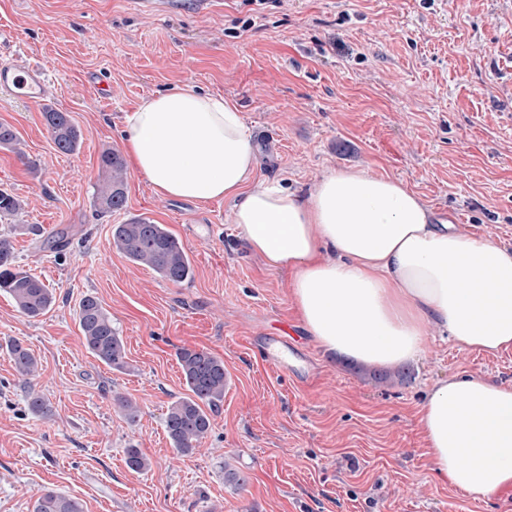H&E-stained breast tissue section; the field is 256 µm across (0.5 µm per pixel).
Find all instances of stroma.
<instances>
[{"label": "stroma", "instance_id": "obj_1", "mask_svg": "<svg viewBox=\"0 0 512 512\" xmlns=\"http://www.w3.org/2000/svg\"><path fill=\"white\" fill-rule=\"evenodd\" d=\"M0 55L45 65V102L0 99V219L17 262L56 302L32 319L0 293V512H32L37 492L85 512H512V489L472 498L442 480L418 410L431 385L463 373L512 382V350L487 355L428 336L403 379L307 335L287 272L248 252L224 201L163 199L128 170L123 210L100 216V154L123 150L125 116L143 98L192 86L239 107L257 176L307 192L326 169L403 180L442 218L512 247V0H0ZM69 113L82 138L57 151L43 112ZM165 225L192 266L173 284L112 246L113 225ZM67 230L61 249L49 243ZM95 296L126 351L116 370L86 348L76 311ZM32 349L24 380L4 348ZM221 358L229 377L212 430L182 455L164 429L184 396L180 349ZM50 406L27 407L29 392ZM140 407L137 422L116 404ZM138 448L150 468L126 465ZM233 469L243 484L226 481Z\"/></svg>", "mask_w": 512, "mask_h": 512}]
</instances>
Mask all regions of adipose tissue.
<instances>
[{
    "label": "adipose tissue",
    "instance_id": "ef3b65f1",
    "mask_svg": "<svg viewBox=\"0 0 512 512\" xmlns=\"http://www.w3.org/2000/svg\"><path fill=\"white\" fill-rule=\"evenodd\" d=\"M133 168L156 195L231 201L250 253L287 269L306 331L350 361H416L438 329L486 354L512 349V249L439 219L405 182L331 168L306 194L256 181L237 106L192 87L125 119ZM421 427L436 472L474 497L512 489V383L463 374L431 386Z\"/></svg>",
    "mask_w": 512,
    "mask_h": 512
}]
</instances>
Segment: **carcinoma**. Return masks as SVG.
I'll return each mask as SVG.
<instances>
[{
	"mask_svg": "<svg viewBox=\"0 0 512 512\" xmlns=\"http://www.w3.org/2000/svg\"><path fill=\"white\" fill-rule=\"evenodd\" d=\"M52 140L62 153L79 147L80 133L65 112L44 111ZM102 179L96 187L95 205L99 214L120 211L126 203V166L121 154L112 149L100 155ZM21 202L0 190V215H14ZM113 247L131 262L151 268L161 279L174 284L192 278L191 261L180 242L162 224L146 218H130L114 225ZM0 290L8 293L20 311L29 318L47 313L55 302L53 291L36 276L16 264L11 241L0 236ZM78 322L89 351L113 369L126 364L123 342L112 319L97 298L86 296L79 305ZM8 356L22 376H32L38 368L31 349L18 339L6 345ZM189 395L171 403L164 415V427L173 448L193 453L211 430V413L224 399L226 374L224 361L208 351L182 348L177 354ZM126 464L134 472L149 468V462L137 448L126 449ZM33 512H84L83 503L54 489L41 490Z\"/></svg>",
	"mask_w": 512,
	"mask_h": 512,
	"instance_id": "cac0c4a2",
	"label": "carcinoma"
}]
</instances>
